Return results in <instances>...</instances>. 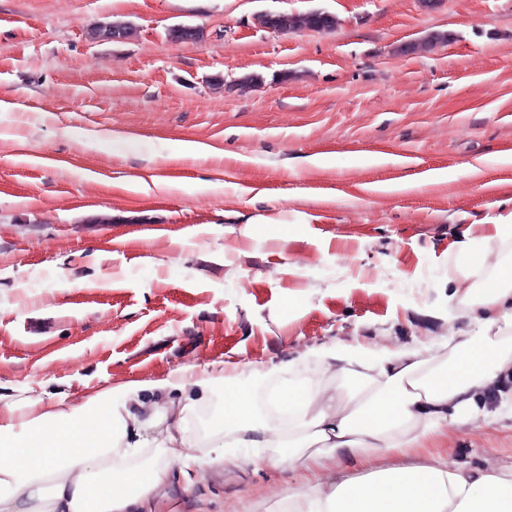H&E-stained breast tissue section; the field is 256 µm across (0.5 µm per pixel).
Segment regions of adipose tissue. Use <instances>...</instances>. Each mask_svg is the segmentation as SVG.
Here are the masks:
<instances>
[{
	"instance_id": "ef3b65f1",
	"label": "adipose tissue",
	"mask_w": 512,
	"mask_h": 512,
	"mask_svg": "<svg viewBox=\"0 0 512 512\" xmlns=\"http://www.w3.org/2000/svg\"><path fill=\"white\" fill-rule=\"evenodd\" d=\"M488 282L459 279L458 300L472 310L478 331L449 329L448 356L426 348L368 352L320 349L326 371L361 381L365 398L347 402L318 382L289 385L274 396L288 414V437L273 441L267 417L250 387L224 385L223 445L277 447L267 465L300 464L316 479L309 493L288 498L289 512H512V476L489 466L465 470L441 458L381 467L335 478L338 455L359 451L389 456L420 447L431 434L457 423H493L512 413V402L480 405L491 386L512 377V333L499 319L512 308V262L487 251ZM212 375L134 380L95 393L79 404L28 400L26 413L0 393V512H141L148 492L168 479L166 462H186L189 446L173 433L149 431L172 392H210ZM160 448L165 464L130 465L146 445Z\"/></svg>"
}]
</instances>
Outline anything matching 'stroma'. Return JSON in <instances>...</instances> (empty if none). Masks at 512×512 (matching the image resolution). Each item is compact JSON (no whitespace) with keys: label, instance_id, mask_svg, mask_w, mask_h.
I'll return each mask as SVG.
<instances>
[{"label":"stroma","instance_id":"stroma-1","mask_svg":"<svg viewBox=\"0 0 512 512\" xmlns=\"http://www.w3.org/2000/svg\"><path fill=\"white\" fill-rule=\"evenodd\" d=\"M310 10L335 29L262 24ZM109 20L132 36L90 40ZM432 31L454 39L400 53ZM509 151L512 0H0V386L68 404L190 366L346 395L320 348L446 357L449 327L475 326L462 268L512 257ZM223 410L219 386L186 415L196 463L150 512H288L305 492L253 466L269 449L216 448ZM429 454L512 473V416Z\"/></svg>","mask_w":512,"mask_h":512}]
</instances>
